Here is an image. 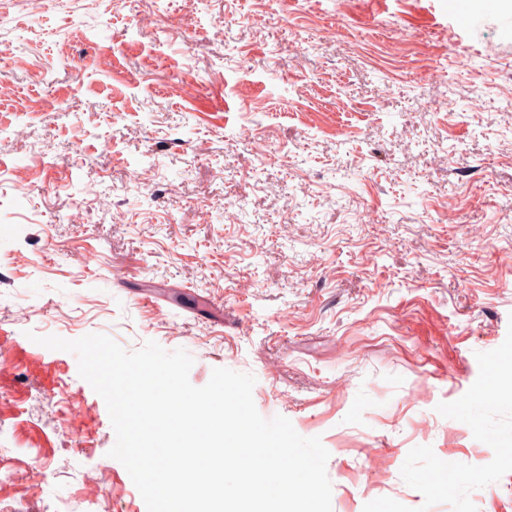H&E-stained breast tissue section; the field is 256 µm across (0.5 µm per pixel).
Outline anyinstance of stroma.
<instances>
[{"instance_id": "stroma-1", "label": "stroma", "mask_w": 512, "mask_h": 512, "mask_svg": "<svg viewBox=\"0 0 512 512\" xmlns=\"http://www.w3.org/2000/svg\"><path fill=\"white\" fill-rule=\"evenodd\" d=\"M148 4L0 0V512H147L89 333L252 374L332 512H512V0Z\"/></svg>"}]
</instances>
